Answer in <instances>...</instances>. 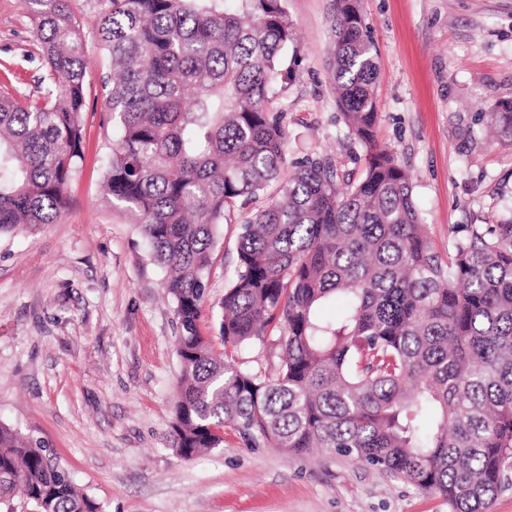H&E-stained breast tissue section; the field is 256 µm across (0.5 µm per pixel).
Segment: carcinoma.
<instances>
[{
	"label": "carcinoma",
	"instance_id": "1",
	"mask_svg": "<svg viewBox=\"0 0 512 512\" xmlns=\"http://www.w3.org/2000/svg\"><path fill=\"white\" fill-rule=\"evenodd\" d=\"M105 0L115 131L104 190L135 219L175 301L181 382L171 449L324 448L488 512L512 460V221L454 231L436 250L411 176L376 143V51L360 0H333L336 104L364 151L338 187L330 156L288 160L279 94L296 41L281 0ZM43 95L0 92V231L54 224L84 160L87 61L65 0H26ZM512 134V101L488 110ZM262 196L265 204L253 203ZM242 221L222 306L224 357L198 321L221 226ZM345 311L322 317L330 300ZM279 349L275 372L233 353ZM102 512L39 442L0 425V506Z\"/></svg>",
	"mask_w": 512,
	"mask_h": 512
}]
</instances>
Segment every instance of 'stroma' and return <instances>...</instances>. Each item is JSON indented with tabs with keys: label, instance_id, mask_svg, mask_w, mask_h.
<instances>
[{
	"label": "stroma",
	"instance_id": "stroma-1",
	"mask_svg": "<svg viewBox=\"0 0 512 512\" xmlns=\"http://www.w3.org/2000/svg\"><path fill=\"white\" fill-rule=\"evenodd\" d=\"M87 57L85 160L56 223L0 232V424L38 440L103 512H448L443 498L327 451L223 448L190 460L168 440L180 383L175 304L140 229L113 209L102 0H66ZM297 42L274 106L291 158L333 156L359 179L329 68L332 0H282ZM376 49L377 141L414 178L439 253L450 231L512 219V139L484 107L512 101V0H361ZM45 69L23 0H0V89L37 97ZM239 227L226 224L199 319L223 353Z\"/></svg>",
	"mask_w": 512,
	"mask_h": 512
}]
</instances>
